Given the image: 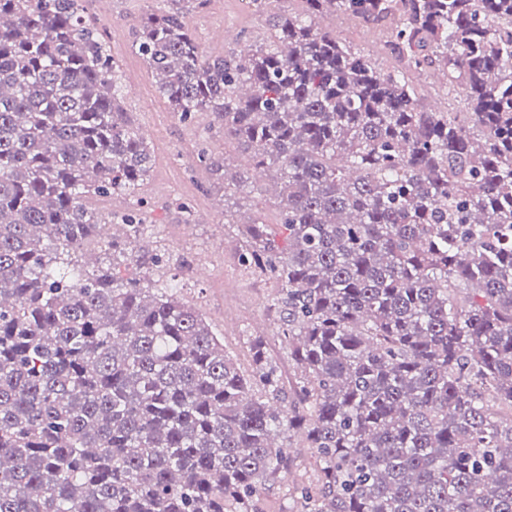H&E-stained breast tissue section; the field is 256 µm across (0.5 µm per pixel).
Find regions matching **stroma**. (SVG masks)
I'll return each instance as SVG.
<instances>
[{"mask_svg": "<svg viewBox=\"0 0 512 512\" xmlns=\"http://www.w3.org/2000/svg\"><path fill=\"white\" fill-rule=\"evenodd\" d=\"M97 2L88 0V7L96 12L100 36L120 65L126 92L123 107L153 149L152 171L139 190L147 217L144 251L161 255V273L177 277L181 298L199 309L226 347L238 349L245 330L262 337L284 381H291L294 369L279 334L274 287L240 263L236 236L238 224L257 216L279 223L276 179L270 172H256L247 153L210 130L207 117L184 122L165 104L155 78L133 47L151 0H111L105 13L99 12ZM300 8L299 0H268L262 12L255 11L249 0H206L186 21L201 51L216 57L238 52L243 34L263 42L276 15ZM319 24L369 54L380 67L391 65V49L378 39L376 24L329 17L320 18ZM225 28L233 30L234 39L216 40L215 32ZM203 147L225 160V169L201 168L197 153ZM235 175L247 178L248 192L225 185V177ZM228 211L234 216L230 224L224 221Z\"/></svg>", "mask_w": 512, "mask_h": 512, "instance_id": "1", "label": "stroma"}]
</instances>
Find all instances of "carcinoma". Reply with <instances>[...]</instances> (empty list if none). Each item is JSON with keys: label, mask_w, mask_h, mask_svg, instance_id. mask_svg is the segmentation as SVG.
Instances as JSON below:
<instances>
[{"label": "carcinoma", "mask_w": 512, "mask_h": 512, "mask_svg": "<svg viewBox=\"0 0 512 512\" xmlns=\"http://www.w3.org/2000/svg\"><path fill=\"white\" fill-rule=\"evenodd\" d=\"M164 2L136 41L161 97L279 179L240 258L294 378L143 273V202L93 207L151 152L86 0H0V512H264L296 448L317 480L281 512H512V0H302L217 58L206 0ZM336 13L394 22L397 65ZM427 69L467 111L420 105ZM320 26L333 30L341 38L346 39L350 44L373 57L381 68L386 69L393 61L391 49L385 44L389 40L388 30L381 39H376L378 26L358 20L355 23H345L336 18L322 17L318 19Z\"/></svg>", "instance_id": "1"}]
</instances>
